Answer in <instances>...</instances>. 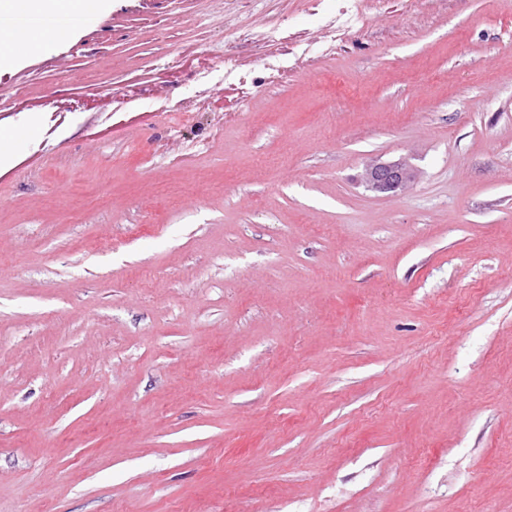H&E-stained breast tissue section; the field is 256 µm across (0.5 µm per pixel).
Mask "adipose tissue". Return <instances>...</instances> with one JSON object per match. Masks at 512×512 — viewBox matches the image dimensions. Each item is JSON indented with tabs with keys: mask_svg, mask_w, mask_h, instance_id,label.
Here are the masks:
<instances>
[{
	"mask_svg": "<svg viewBox=\"0 0 512 512\" xmlns=\"http://www.w3.org/2000/svg\"><path fill=\"white\" fill-rule=\"evenodd\" d=\"M103 0H0V66L88 23Z\"/></svg>",
	"mask_w": 512,
	"mask_h": 512,
	"instance_id": "1",
	"label": "adipose tissue"
}]
</instances>
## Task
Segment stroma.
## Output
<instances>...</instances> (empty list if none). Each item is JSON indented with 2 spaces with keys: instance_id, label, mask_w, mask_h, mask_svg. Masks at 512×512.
<instances>
[{
  "instance_id": "stroma-1",
  "label": "stroma",
  "mask_w": 512,
  "mask_h": 512,
  "mask_svg": "<svg viewBox=\"0 0 512 512\" xmlns=\"http://www.w3.org/2000/svg\"><path fill=\"white\" fill-rule=\"evenodd\" d=\"M359 3L326 50L302 0H109L0 69L33 130L0 512H512V0ZM242 28L237 112L195 73ZM277 28L310 46L272 83ZM400 158L408 192L366 190ZM418 173L407 161L401 159L388 163L369 164L363 175L368 191L377 195H398L411 187Z\"/></svg>"
}]
</instances>
